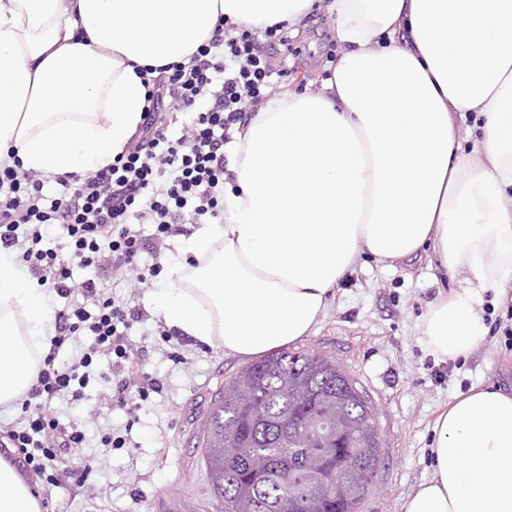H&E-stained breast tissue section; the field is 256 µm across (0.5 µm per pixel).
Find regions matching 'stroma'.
Returning a JSON list of instances; mask_svg holds the SVG:
<instances>
[{"label": "stroma", "instance_id": "obj_1", "mask_svg": "<svg viewBox=\"0 0 512 512\" xmlns=\"http://www.w3.org/2000/svg\"><path fill=\"white\" fill-rule=\"evenodd\" d=\"M294 39L303 49L288 59L289 77L272 76L267 98L295 94L299 85L319 88L331 76L325 46L336 43L334 18L327 9L306 16ZM432 253L387 268L359 255L338 284L321 323L298 346L333 360L371 402L383 444L373 487L359 512H403L406 500L429 478L435 421L454 396L474 387L512 391V338L484 334L472 352L441 366L421 334L423 319L455 279L432 267ZM118 295L133 296L143 313L128 332L133 351L121 373L151 376L163 384L137 417L112 406L114 377L89 371L81 400L65 394L53 403L61 425L85 432L71 449L74 463L89 473L82 487L68 481L40 489L43 512H166L168 499L183 512H224L213 498L200 459L198 436L216 394L245 366L244 358L208 347L177 333H165L148 289L114 274ZM122 437L125 447L103 444L105 435Z\"/></svg>", "mask_w": 512, "mask_h": 512}]
</instances>
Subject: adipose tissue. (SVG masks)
I'll list each match as a JSON object with an SVG mask.
<instances>
[{
    "mask_svg": "<svg viewBox=\"0 0 512 512\" xmlns=\"http://www.w3.org/2000/svg\"><path fill=\"white\" fill-rule=\"evenodd\" d=\"M319 0H0V165H111L146 108L145 70L189 63L220 19L295 26ZM344 50L319 89L270 100L237 133L224 221L180 237L158 316L253 357L306 336L357 256L432 247L458 285L422 334L454 358L512 283V0H331ZM478 130L463 152L461 123ZM51 346L45 293L0 249V406ZM431 479L405 512H512V394L459 395L436 421ZM0 512H42L0 458Z\"/></svg>",
    "mask_w": 512,
    "mask_h": 512,
    "instance_id": "obj_1",
    "label": "adipose tissue"
}]
</instances>
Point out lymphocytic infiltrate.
Listing matches in <instances>:
<instances>
[{"instance_id": "1", "label": "lymphocytic infiltrate", "mask_w": 512, "mask_h": 512, "mask_svg": "<svg viewBox=\"0 0 512 512\" xmlns=\"http://www.w3.org/2000/svg\"><path fill=\"white\" fill-rule=\"evenodd\" d=\"M287 43L279 25L260 33L217 25L188 64L161 68L150 79L148 108L126 151L110 166L59 178L62 191L50 206L38 204L42 181L36 174L0 168V246L17 251L30 274L57 295L78 291L98 302L93 317L81 307L56 313L51 347L22 401L20 424L0 429V456L28 476L56 483L47 461L64 458L85 439L79 425L59 427L52 414L54 399L85 386L87 370L98 356H105L112 368L129 358L124 332L142 314L105 295L112 273L132 271L139 284H146L157 269H140L141 254L179 234L185 216L223 223L224 148L232 130L251 120L252 105L263 98L272 68L267 46ZM174 113L188 119L187 135L171 137ZM135 219L154 225L152 238L132 230ZM47 226L58 229V248H42ZM76 266L92 270V277L74 282ZM84 326L93 342L78 347L70 366H60V350Z\"/></svg>"}]
</instances>
